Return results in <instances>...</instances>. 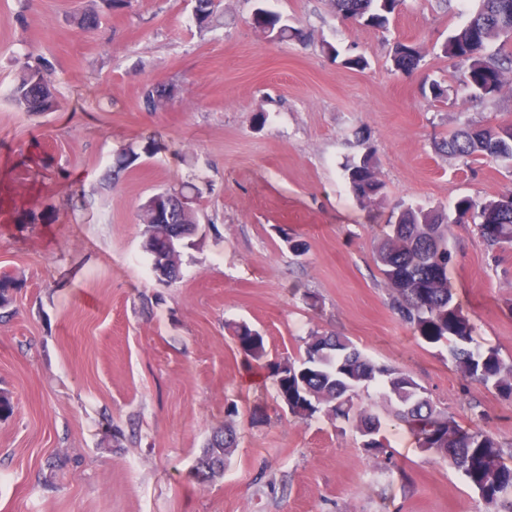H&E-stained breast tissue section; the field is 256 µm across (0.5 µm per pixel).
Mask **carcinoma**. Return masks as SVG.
I'll use <instances>...</instances> for the list:
<instances>
[{"label":"carcinoma","instance_id":"1","mask_svg":"<svg viewBox=\"0 0 512 512\" xmlns=\"http://www.w3.org/2000/svg\"><path fill=\"white\" fill-rule=\"evenodd\" d=\"M403 0H329L337 16L350 18L375 29H385L390 16ZM257 18L265 37L272 41L301 40V29L281 22L279 16L263 9ZM100 22L97 11L73 17L74 25L89 31ZM512 33V0H480L476 12L466 24L441 44V53L459 62L464 69L463 86L482 89L488 78L501 82L505 71L512 72V37L501 39L497 52L483 54L486 43L500 39L499 31ZM421 58L416 47L400 44L393 57L394 69L411 73L414 68L407 59ZM9 97L13 105L28 113L55 112L59 100L55 85L39 58L27 55L16 73ZM144 97L152 110L164 109L170 99L169 89L150 86ZM441 153L463 158L485 157L496 161L512 158V125L488 126L480 129L461 128L435 141ZM138 158L134 150L120 153L113 162L110 176L120 174ZM345 175L356 199L373 202L383 198V184L377 177V162L368 153L345 165ZM196 187L187 182L162 189L149 196L143 208L158 205L168 212L167 202L178 195L181 206L173 209L174 223L185 224L190 233L199 227ZM502 198L476 200L469 196L455 206L456 223L472 222L486 244L491 247L512 245V206L502 208ZM398 222L390 224L391 232L376 251V263L395 293L397 314L414 332L430 343L446 340L449 353L466 384L489 386L512 398V360L505 361L495 349L473 345L472 328L459 312L448 288V250L451 227L448 214L421 206H398ZM168 218L155 225L152 239L143 245L150 258L168 260L171 271L168 281L179 278L181 258L170 259L166 249ZM19 283L12 277H0V309L7 307ZM240 347L252 359L267 357L264 340L252 334L245 325L233 327ZM275 378L278 397L288 406L291 417L305 422L316 413L325 412L334 420L344 421L360 433L362 448L372 455L388 454L381 435L382 422L359 405L360 392L376 383L385 394L395 399L400 409L397 417L408 425L420 447L448 460L462 470L471 483L491 502L499 504L498 512H512V468L502 460L500 445L481 426L462 432L455 421L436 411L427 390L408 373L388 366H379L365 357L348 339L334 333L311 332L298 356H284L266 364ZM236 446V433L226 426L214 430L203 454L196 463V473L209 479L224 472V461Z\"/></svg>","mask_w":512,"mask_h":512}]
</instances>
